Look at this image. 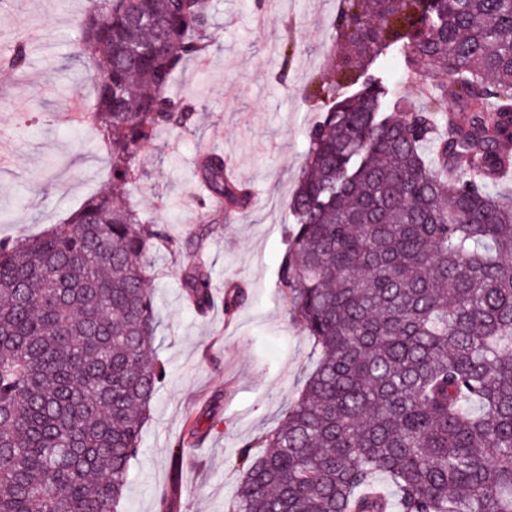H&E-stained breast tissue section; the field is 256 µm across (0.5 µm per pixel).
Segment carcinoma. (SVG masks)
Segmentation results:
<instances>
[{"mask_svg": "<svg viewBox=\"0 0 512 512\" xmlns=\"http://www.w3.org/2000/svg\"><path fill=\"white\" fill-rule=\"evenodd\" d=\"M327 60L357 81L403 43L420 94L368 79L310 135L279 268L289 313L321 359L279 425L241 445L233 512H512V0H341ZM210 0H93L78 25L112 180L134 183L168 95L209 46ZM20 37L0 66L25 73ZM460 104L437 111L441 74ZM434 158L424 157V145ZM459 168L448 183L442 171ZM196 179L247 195L211 151ZM159 224L98 193L63 227L0 242V512H119L150 404L167 376L145 288ZM200 311L211 275L187 269ZM377 473L395 497L368 495Z\"/></svg>", "mask_w": 512, "mask_h": 512, "instance_id": "1", "label": "carcinoma"}]
</instances>
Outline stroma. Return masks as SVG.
Wrapping results in <instances>:
<instances>
[{"label":"stroma","instance_id":"1","mask_svg":"<svg viewBox=\"0 0 512 512\" xmlns=\"http://www.w3.org/2000/svg\"><path fill=\"white\" fill-rule=\"evenodd\" d=\"M212 4L211 47L169 90L191 103L193 117L187 127L157 131L141 154L145 175L132 186L112 182L92 88L77 98L69 90L89 65L75 52L89 0H14L0 9V55L20 36L35 47L25 76L0 68V240L40 235L111 188L177 242L159 250L147 282L167 377L143 426L121 512H158L164 492L172 512H227L244 476L236 465L242 443L276 427L319 358L289 314L278 272L310 132L333 96L355 91L332 88L325 54L340 0ZM370 75L389 100L415 96L399 50L378 59ZM214 149L251 192L250 206L231 217L214 216L195 185L199 158ZM199 262L219 296L229 284L245 285L234 317L221 299L205 315L188 306L182 271ZM194 425L202 439L191 444Z\"/></svg>","mask_w":512,"mask_h":512}]
</instances>
